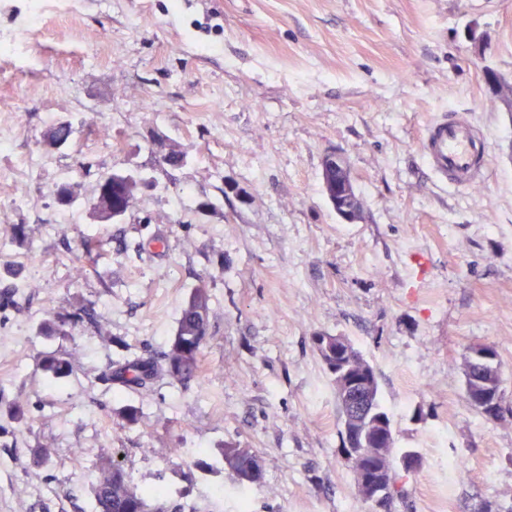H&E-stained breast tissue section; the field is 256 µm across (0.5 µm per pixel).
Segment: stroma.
I'll return each mask as SVG.
<instances>
[{
  "label": "stroma",
  "mask_w": 512,
  "mask_h": 512,
  "mask_svg": "<svg viewBox=\"0 0 512 512\" xmlns=\"http://www.w3.org/2000/svg\"><path fill=\"white\" fill-rule=\"evenodd\" d=\"M22 21L29 40L0 54V512H89L105 454L176 512H240L233 472L197 465L227 443L263 460L251 512H382L342 453L319 334L373 365L396 450L422 457L393 512H512V112L484 78L512 77V0H0V35ZM441 112L486 136L479 187L427 170ZM58 121L71 139L43 147ZM331 152L357 223L324 193ZM112 171L144 180L120 224L90 209ZM84 235L102 242L90 259ZM203 282L204 388L117 393L107 363L162 351ZM84 308L99 329L42 332ZM484 345L501 361L495 420L465 397ZM48 355L72 363L60 384ZM322 181L336 215L347 224L356 223L360 219L361 205L352 194L354 183L347 159L340 154H327L323 161Z\"/></svg>",
  "instance_id": "obj_1"
}]
</instances>
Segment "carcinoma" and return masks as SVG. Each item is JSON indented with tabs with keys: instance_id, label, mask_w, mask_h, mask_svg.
Masks as SVG:
<instances>
[{
	"instance_id": "1",
	"label": "carcinoma",
	"mask_w": 512,
	"mask_h": 512,
	"mask_svg": "<svg viewBox=\"0 0 512 512\" xmlns=\"http://www.w3.org/2000/svg\"><path fill=\"white\" fill-rule=\"evenodd\" d=\"M72 135V128L59 123L46 134L45 145L58 147L65 144ZM126 176L113 172L99 182L93 195V208L103 222L112 221V199L119 196L117 187L124 186ZM210 294L206 284L192 289L183 303L174 335L158 357L129 356L109 362L105 377L116 388L122 390H148L155 383L166 380L170 384L188 387L202 384L201 355L203 346L210 334ZM88 320L98 327L94 314L84 309L80 313L59 314L44 322L48 332L64 334L67 328L80 320ZM490 359L478 363L468 357L466 365V391L487 393L503 401L500 389V369L498 352L488 347ZM347 365H357L369 375L371 385V407L366 417L360 419L358 437L361 449L368 455H375L380 463L375 466L374 477L382 482L387 494L379 506L390 512L391 505L400 493L397 487L398 460L393 444L377 445L371 435L377 430L393 432L392 419L379 398L377 374L374 367L358 352L346 358ZM41 369L55 378H63L72 371L71 363L59 357H47L41 362ZM336 387V402L341 421L339 435H344V427L351 425V416L343 407L344 391L339 388L338 377H332ZM219 463L227 465L237 476L240 486L259 482L262 476L261 457L250 448H241L227 443L218 449ZM98 477L91 488L95 512H168L165 505L166 490L157 487L135 485L125 469L102 456L96 464Z\"/></svg>"
}]
</instances>
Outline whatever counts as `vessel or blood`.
<instances>
[{"label": "vessel or blood", "instance_id": "obj_1", "mask_svg": "<svg viewBox=\"0 0 512 512\" xmlns=\"http://www.w3.org/2000/svg\"><path fill=\"white\" fill-rule=\"evenodd\" d=\"M423 161L435 179L453 188L468 189L484 180L488 165L485 137L463 113H442L423 131Z\"/></svg>", "mask_w": 512, "mask_h": 512}]
</instances>
